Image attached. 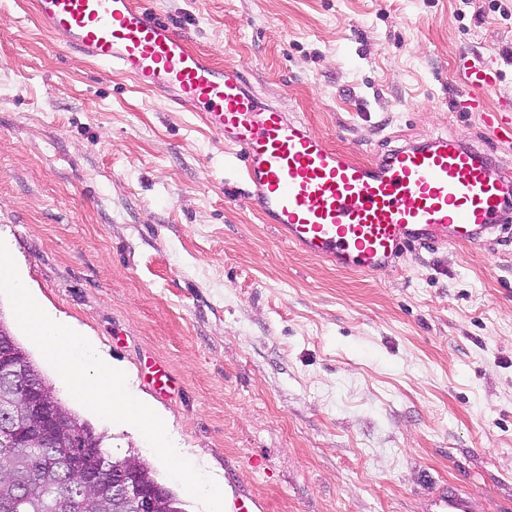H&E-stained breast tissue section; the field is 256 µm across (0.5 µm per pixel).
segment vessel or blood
<instances>
[{"mask_svg":"<svg viewBox=\"0 0 512 512\" xmlns=\"http://www.w3.org/2000/svg\"><path fill=\"white\" fill-rule=\"evenodd\" d=\"M39 26L135 87L196 114L240 163L245 190L282 241L336 269L377 274L412 244L481 245L512 227V173L472 141L439 134L362 162L276 105L261 101L234 64L215 66L146 0H34ZM500 73L467 66L465 112L496 138L512 111L486 102ZM434 512H485L480 498L445 489Z\"/></svg>","mask_w":512,"mask_h":512,"instance_id":"1","label":"vessel or blood"}]
</instances>
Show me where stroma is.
<instances>
[{"label": "stroma", "mask_w": 512, "mask_h": 512, "mask_svg": "<svg viewBox=\"0 0 512 512\" xmlns=\"http://www.w3.org/2000/svg\"><path fill=\"white\" fill-rule=\"evenodd\" d=\"M0 0V239L46 314L94 337L224 480L233 512H430L435 487L512 512V233L350 274L261 223L224 142ZM213 62L368 161L463 135L512 141L456 104L493 59L512 108V0H153ZM181 385L164 399L144 364ZM66 407L142 453L136 427Z\"/></svg>", "instance_id": "1"}]
</instances>
